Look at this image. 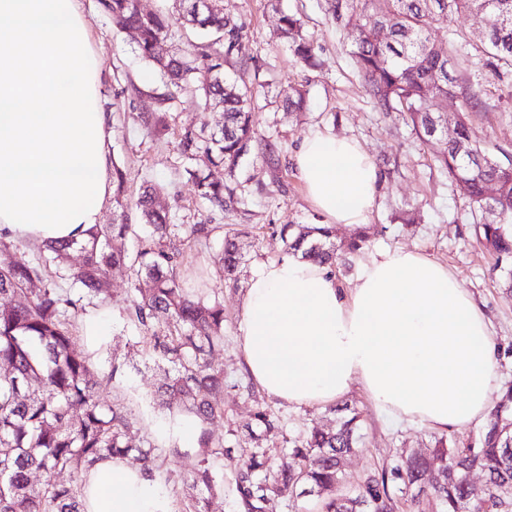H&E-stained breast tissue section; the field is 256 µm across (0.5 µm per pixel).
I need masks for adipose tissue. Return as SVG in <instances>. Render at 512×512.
Instances as JSON below:
<instances>
[{
    "label": "adipose tissue",
    "mask_w": 512,
    "mask_h": 512,
    "mask_svg": "<svg viewBox=\"0 0 512 512\" xmlns=\"http://www.w3.org/2000/svg\"><path fill=\"white\" fill-rule=\"evenodd\" d=\"M103 64L79 0H0V234L86 239L110 198L112 120ZM294 162L324 223L365 224L379 171L359 144L304 137ZM238 342L265 394L291 407L360 387L378 415L445 433L485 420L500 388L487 318L444 265L398 248L354 287L299 257L262 265L240 304ZM86 512H171L161 481L128 459L97 462Z\"/></svg>",
    "instance_id": "adipose-tissue-1"
}]
</instances>
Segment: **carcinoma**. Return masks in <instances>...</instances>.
<instances>
[{"label": "carcinoma", "instance_id": "carcinoma-1", "mask_svg": "<svg viewBox=\"0 0 512 512\" xmlns=\"http://www.w3.org/2000/svg\"><path fill=\"white\" fill-rule=\"evenodd\" d=\"M192 2L175 0L174 15L145 13L136 0H100V5L117 27L134 31L139 57L167 79L166 100L193 84L204 106L224 112L218 130L186 132L180 153L189 162L202 161L189 170L199 198L213 209L235 211L248 204L237 169L255 139V106L266 91L262 84L242 88L224 75L229 57L246 56L244 23L228 8L197 16ZM479 10L487 21L480 48L495 60L497 74L512 73V0H325L326 13L351 39L356 72L374 103L385 112L407 113L414 133L436 145L442 170L468 179L469 204L482 218L480 243L499 258L512 259V159L503 161L472 140L464 113L457 136L440 137V113L432 109L434 100L448 98L450 87L475 99L453 68L454 43L438 46L431 32L458 14ZM177 25L210 40L197 46L193 57L184 56L175 45ZM278 37L298 63L316 64V40L304 33L297 15L280 11ZM280 95L288 111L303 109L302 89L290 85ZM214 168L224 169L225 178H213ZM123 183V171L112 166V223L95 225L83 242L45 244L29 257L21 244L0 237V256H6L0 260V512H84L79 480L107 457L133 456L146 476L154 475V445L134 441L127 412L102 398L104 388L121 375L120 367L112 366L98 380L90 355L75 348V323L106 304L113 268L131 271L126 317L148 333L153 357L173 367L158 387L160 404L172 416L186 414L202 423L224 413V371L212 365L224 351V304L177 281L182 252L171 239L170 210L155 187H146L134 203L142 223H127ZM489 183L495 185L494 197L486 194ZM219 229L218 224H190L188 238L206 242ZM269 229L283 240L287 254L329 269L368 239L359 230L338 247L333 228L323 224H271ZM73 250L82 255L76 268L66 265ZM243 263L237 234L224 235L218 260L224 278L238 281ZM360 417L349 408L334 430L316 425L288 437V452L274 470L265 468L264 450L242 451L232 489L235 512H265L272 495L288 497L293 508L299 498L311 497L310 512H383L395 485L408 491L420 486L436 462L443 479L431 494L441 512H486L488 500H512V387L492 408L472 446L449 448L443 434L430 452L409 450L396 466L369 473L353 493L338 496L343 462L358 445ZM252 421L266 435L281 432L279 418L262 405ZM196 453L198 467L179 480L189 512H205L204 493L224 482L215 464L231 450L203 428ZM477 468L488 478L481 500L471 496L465 480ZM34 473L46 475L45 482L33 484Z\"/></svg>", "mask_w": 512, "mask_h": 512}]
</instances>
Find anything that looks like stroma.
Segmentation results:
<instances>
[{
    "label": "stroma",
    "instance_id": "obj_1",
    "mask_svg": "<svg viewBox=\"0 0 512 512\" xmlns=\"http://www.w3.org/2000/svg\"><path fill=\"white\" fill-rule=\"evenodd\" d=\"M228 3L245 25L250 61L244 66L238 58H230L224 72L249 84H265L270 96L259 103L256 140L239 173L249 191V204L244 210L222 214L201 205L180 154V140L188 130L220 128L223 112L203 109L191 92L166 101L168 89L161 74L138 57L131 33L118 29L98 0H82L92 45L104 65V107L112 115V160L125 173L124 196L135 201L147 181L160 187L162 202L173 208L175 234L183 252L179 278H202L206 294L224 302V351L214 364L223 368L228 386L223 416L208 425L214 439L231 449L248 442L246 425L257 407L242 389L250 381L237 340L242 292L225 283L216 271L222 235L196 242L186 239L183 227L247 225L248 232L240 239L246 259L240 275L244 282L262 264L283 257L285 245L279 235L271 233V225L321 221L293 160L302 139L317 129L357 141L380 174L367 223L370 240L348 255L344 266L336 268L337 281L343 287H353L363 264L394 248L418 252L448 267L488 318L497 347L498 373L503 385H512V287L504 279L512 260H498L479 243L480 216L469 207L460 185L436 167L433 146L415 135L403 113L375 107L354 69L347 35L328 19L324 0H280L276 8L270 0ZM283 9L301 15L307 32L314 36L318 44L316 66L307 68L297 63L287 43L278 38L279 12ZM480 28V20L467 13L456 17L450 28L434 31L431 38L438 44L447 42L452 29L467 38L455 63L460 72L468 74L480 99L478 108L468 111L471 135L492 151L512 156V76H498L492 59L475 50ZM290 84L305 90L304 111H287L278 99V90ZM158 115L163 116L165 127L156 133L147 122ZM269 141L276 143V155L268 154L265 144ZM110 278V336L93 362L94 373L100 377L113 365L123 366V382L108 387L102 396L107 403L124 407L134 422L136 437L153 442L163 490L173 512H183L184 495L177 478L193 471L197 458L190 452L174 453L164 440L172 420L155 398L164 368L154 363L141 333L123 314L131 291L128 272L115 269ZM344 402L361 414L358 448L344 467V491L354 490L368 470L395 465L402 449L434 445V431L396 425L379 417L360 389H352ZM269 407L285 430L295 435L315 422L335 423L334 414L325 407L291 408L275 401Z\"/></svg>",
    "mask_w": 512,
    "mask_h": 512
}]
</instances>
